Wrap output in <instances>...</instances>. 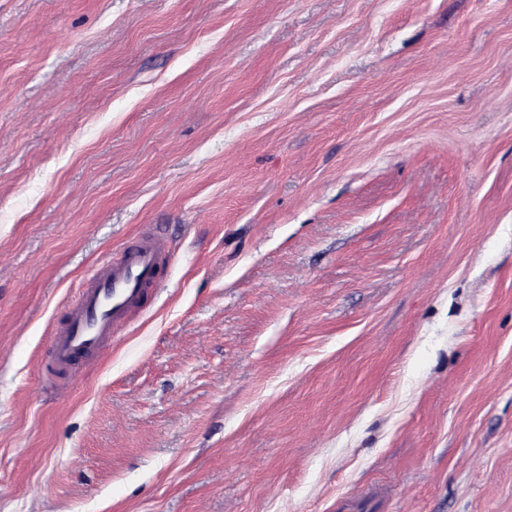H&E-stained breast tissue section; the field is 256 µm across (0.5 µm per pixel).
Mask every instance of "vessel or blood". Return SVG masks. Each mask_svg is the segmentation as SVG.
<instances>
[{
    "mask_svg": "<svg viewBox=\"0 0 512 512\" xmlns=\"http://www.w3.org/2000/svg\"><path fill=\"white\" fill-rule=\"evenodd\" d=\"M161 251L158 239L140 238L118 260L86 278L67 321L53 332L54 369L66 371L93 359L117 323L138 307L145 291L157 286Z\"/></svg>",
    "mask_w": 512,
    "mask_h": 512,
    "instance_id": "vessel-or-blood-1",
    "label": "vessel or blood"
}]
</instances>
